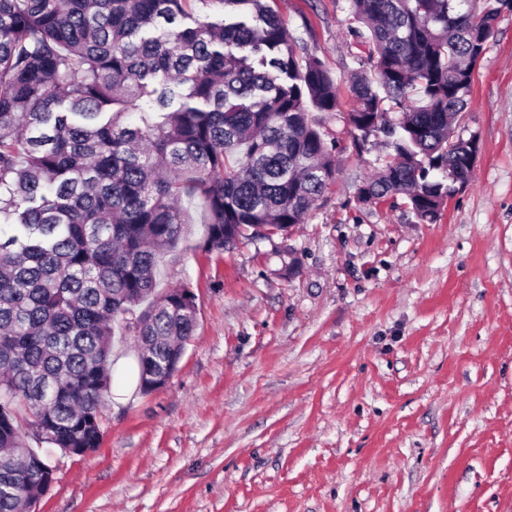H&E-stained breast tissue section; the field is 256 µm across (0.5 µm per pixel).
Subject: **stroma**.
Here are the masks:
<instances>
[{
  "label": "stroma",
  "instance_id": "stroma-1",
  "mask_svg": "<svg viewBox=\"0 0 512 512\" xmlns=\"http://www.w3.org/2000/svg\"><path fill=\"white\" fill-rule=\"evenodd\" d=\"M345 0H274L335 79L363 54ZM456 124L480 151L470 184L421 222L363 201L388 154L326 114L336 178L273 241L202 249L204 211L156 270L198 326L162 388L112 350L93 453L54 456L34 512H512V10Z\"/></svg>",
  "mask_w": 512,
  "mask_h": 512
}]
</instances>
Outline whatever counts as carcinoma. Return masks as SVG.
Segmentation results:
<instances>
[{
  "mask_svg": "<svg viewBox=\"0 0 512 512\" xmlns=\"http://www.w3.org/2000/svg\"><path fill=\"white\" fill-rule=\"evenodd\" d=\"M493 1L512 7L346 0L376 70H349L352 138L391 149L359 198L400 195L432 221L469 184L453 122ZM190 2L0 0V512H31L54 480L49 452L98 448L116 326L147 348L141 391L176 371L195 295L154 293L183 197L205 208L203 250L222 253L304 223L336 176L311 116L339 106L323 60L298 53L267 0H200L222 7L217 21ZM131 107L141 124L123 122Z\"/></svg>",
  "mask_w": 512,
  "mask_h": 512,
  "instance_id": "obj_1",
  "label": "carcinoma"
}]
</instances>
